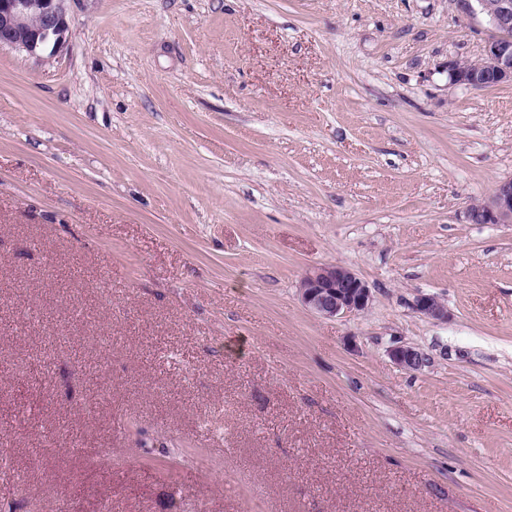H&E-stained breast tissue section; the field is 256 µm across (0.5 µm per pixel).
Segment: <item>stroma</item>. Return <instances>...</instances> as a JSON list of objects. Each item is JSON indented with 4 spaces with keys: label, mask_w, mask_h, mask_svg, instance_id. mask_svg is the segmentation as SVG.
Wrapping results in <instances>:
<instances>
[{
    "label": "stroma",
    "mask_w": 512,
    "mask_h": 512,
    "mask_svg": "<svg viewBox=\"0 0 512 512\" xmlns=\"http://www.w3.org/2000/svg\"><path fill=\"white\" fill-rule=\"evenodd\" d=\"M64 7L55 52L0 48L13 512H512V224L468 219L512 178V83L448 75L483 19ZM319 264L353 269L368 310L308 311ZM417 312L436 321H444L448 318V310L444 304L434 295H419L414 303ZM388 355L394 364L407 371L420 370L427 362L426 354L410 345L392 347Z\"/></svg>",
    "instance_id": "stroma-1"
}]
</instances>
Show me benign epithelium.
<instances>
[{
    "instance_id": "7a95c632",
    "label": "benign epithelium",
    "mask_w": 512,
    "mask_h": 512,
    "mask_svg": "<svg viewBox=\"0 0 512 512\" xmlns=\"http://www.w3.org/2000/svg\"><path fill=\"white\" fill-rule=\"evenodd\" d=\"M65 0H0V47L39 55L48 45L62 43L68 24ZM469 10L484 20L490 31L484 54L474 63L454 61L449 78L456 84L485 88L512 82V0H467ZM474 224L512 223V178L499 181L491 199L472 206ZM301 304L323 318L360 314L372 302L369 286L350 268L322 264L311 268L298 287ZM417 312L436 321L448 319V310L434 295L422 294L414 303ZM388 355L394 364L417 371L427 362L419 348L400 345Z\"/></svg>"
}]
</instances>
